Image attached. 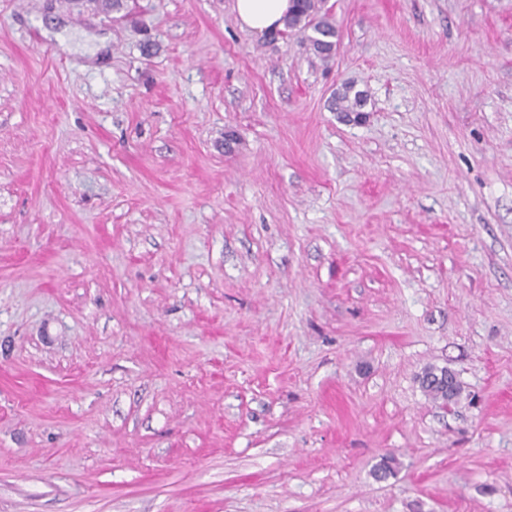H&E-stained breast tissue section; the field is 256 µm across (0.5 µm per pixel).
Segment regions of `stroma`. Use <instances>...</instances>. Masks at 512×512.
Listing matches in <instances>:
<instances>
[{
	"label": "stroma",
	"instance_id": "35a3bbf8",
	"mask_svg": "<svg viewBox=\"0 0 512 512\" xmlns=\"http://www.w3.org/2000/svg\"><path fill=\"white\" fill-rule=\"evenodd\" d=\"M334 3L0 0V512H512V0ZM233 10L242 28L266 34L283 28L285 35L301 34L306 49L323 62L334 56L338 32L334 10L327 0H233ZM289 11V13H288ZM367 101V92L356 89V82L347 81L335 92L331 109L348 121H360L366 114ZM448 374L447 368H438L436 366H428L426 367L422 375L419 379L421 388L423 389L424 393L434 402L437 403L440 407L442 406L441 402L444 401L445 397L444 394L440 391V388L438 385L435 384V380L440 377H443ZM422 378V380H421ZM441 401V402H440ZM449 401L448 398V405L442 406L444 410H448L449 407Z\"/></svg>",
	"mask_w": 512,
	"mask_h": 512
}]
</instances>
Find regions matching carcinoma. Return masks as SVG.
<instances>
[{
	"instance_id": "cac0c4a2",
	"label": "carcinoma",
	"mask_w": 512,
	"mask_h": 512,
	"mask_svg": "<svg viewBox=\"0 0 512 512\" xmlns=\"http://www.w3.org/2000/svg\"><path fill=\"white\" fill-rule=\"evenodd\" d=\"M285 34H300L306 49L324 62L332 59V47L338 32L334 10L328 0H294L292 8L284 19ZM368 95L356 88V82L347 81L335 92L332 110L349 121H359L365 115ZM448 374V369L436 366L426 367L421 375L420 385L424 393L435 403L444 401V394L435 379Z\"/></svg>"
}]
</instances>
